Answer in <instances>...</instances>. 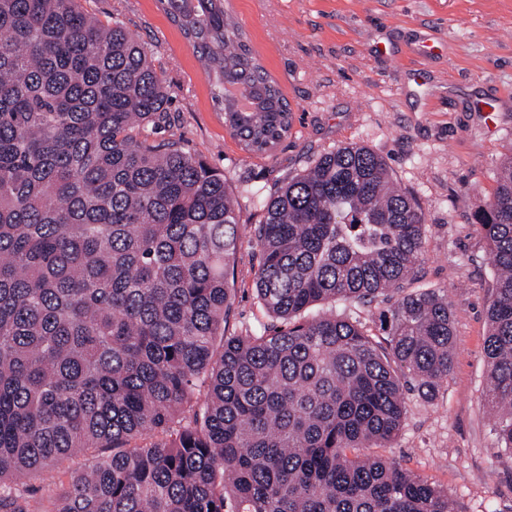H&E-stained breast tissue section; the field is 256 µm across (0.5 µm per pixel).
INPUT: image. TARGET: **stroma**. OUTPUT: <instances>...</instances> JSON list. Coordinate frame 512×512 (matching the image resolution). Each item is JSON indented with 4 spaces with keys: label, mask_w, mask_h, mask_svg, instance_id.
<instances>
[{
    "label": "stroma",
    "mask_w": 512,
    "mask_h": 512,
    "mask_svg": "<svg viewBox=\"0 0 512 512\" xmlns=\"http://www.w3.org/2000/svg\"><path fill=\"white\" fill-rule=\"evenodd\" d=\"M153 51L170 102L149 140H180L223 172L238 202L234 314L226 330L270 328L254 274L259 196H271L322 154L357 143L382 157L420 201L426 226L414 288L448 294L454 363L434 399L405 394L402 427L378 454L447 491L460 512H512V457L483 405L486 308L494 270L473 220L512 157V0H232L261 65L292 108L287 138L247 151L195 49L159 0H87Z\"/></svg>",
    "instance_id": "obj_1"
}]
</instances>
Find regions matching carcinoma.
<instances>
[{"mask_svg":"<svg viewBox=\"0 0 512 512\" xmlns=\"http://www.w3.org/2000/svg\"><path fill=\"white\" fill-rule=\"evenodd\" d=\"M205 63L224 124L254 153L292 109L229 0H161ZM152 50L81 0H0V512L12 482L103 451L51 512H454L448 492L359 454L398 434L407 385L453 367L448 294L408 291L417 197L350 143L267 199L255 230L270 330L226 334L236 201L179 141ZM240 88L244 111L224 95ZM496 270L487 308L496 435L512 454V157L474 214ZM391 303L376 339L316 304Z\"/></svg>","mask_w":512,"mask_h":512,"instance_id":"1","label":"carcinoma"}]
</instances>
